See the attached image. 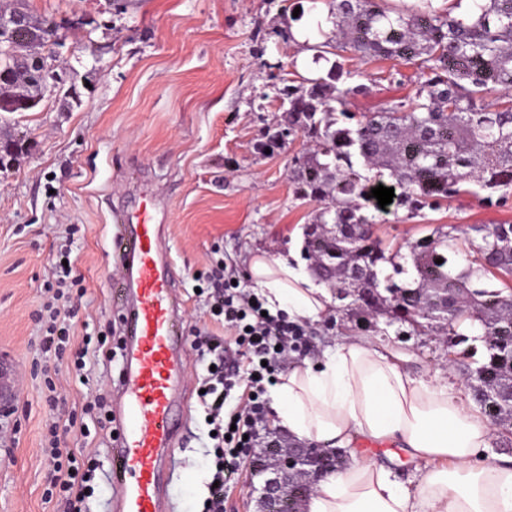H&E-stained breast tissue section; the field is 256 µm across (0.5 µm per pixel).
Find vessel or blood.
I'll return each mask as SVG.
<instances>
[{"mask_svg":"<svg viewBox=\"0 0 512 512\" xmlns=\"http://www.w3.org/2000/svg\"><path fill=\"white\" fill-rule=\"evenodd\" d=\"M119 268L112 303L125 312L119 433L111 453L114 512H166L165 464L188 410L186 340L176 268L150 205L113 216Z\"/></svg>","mask_w":512,"mask_h":512,"instance_id":"b4317fda","label":"vessel or blood"}]
</instances>
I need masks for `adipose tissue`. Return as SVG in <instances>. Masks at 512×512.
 Wrapping results in <instances>:
<instances>
[{"label": "adipose tissue", "instance_id": "adipose-tissue-1", "mask_svg": "<svg viewBox=\"0 0 512 512\" xmlns=\"http://www.w3.org/2000/svg\"><path fill=\"white\" fill-rule=\"evenodd\" d=\"M249 276L270 313L317 322L335 307L331 289L295 258L256 254ZM271 399L297 441L391 440L419 466L410 488L389 467L352 456L319 479L303 512H512V456H486L495 437L488 420L365 337H342L319 360L291 364Z\"/></svg>", "mask_w": 512, "mask_h": 512}]
</instances>
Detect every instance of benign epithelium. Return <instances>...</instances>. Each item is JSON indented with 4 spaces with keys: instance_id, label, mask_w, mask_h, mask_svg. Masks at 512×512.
I'll return each instance as SVG.
<instances>
[{
    "instance_id": "benign-epithelium-1",
    "label": "benign epithelium",
    "mask_w": 512,
    "mask_h": 512,
    "mask_svg": "<svg viewBox=\"0 0 512 512\" xmlns=\"http://www.w3.org/2000/svg\"><path fill=\"white\" fill-rule=\"evenodd\" d=\"M16 397L10 370L0 364V416L8 417L13 411ZM336 469L334 455L326 448L317 446L295 448L291 445L281 449L274 463L259 472L262 482L261 502L264 512H273V505L288 500V494L297 490L299 482H304L303 496L310 495L319 477Z\"/></svg>"
}]
</instances>
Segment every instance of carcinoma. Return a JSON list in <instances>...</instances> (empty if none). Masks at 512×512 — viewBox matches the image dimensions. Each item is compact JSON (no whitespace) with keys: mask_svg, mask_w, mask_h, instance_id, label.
Masks as SVG:
<instances>
[{"mask_svg":"<svg viewBox=\"0 0 512 512\" xmlns=\"http://www.w3.org/2000/svg\"><path fill=\"white\" fill-rule=\"evenodd\" d=\"M325 2L332 29L312 46L325 74L294 84L272 76L280 121L265 147L302 137L288 179L301 200L321 204L304 227L303 255L316 277L351 299L367 321L387 315L413 327H443L456 347L480 327L485 353L469 369L472 400L503 430L512 429V224L439 225L401 248L388 249L373 225L391 210L435 211L470 196L484 206L512 200V0H469L460 16L415 0L390 9L383 0ZM49 18L29 15L25 32L0 44V112H27L52 77ZM415 62L423 81L414 96L384 112L356 115L349 99L367 93L341 53ZM336 60H330V56ZM506 94L489 104L486 97ZM397 190L380 208L371 189ZM442 263H436V260Z\"/></svg>","mask_w":512,"mask_h":512,"instance_id":"cac0c4a2","label":"carcinoma"}]
</instances>
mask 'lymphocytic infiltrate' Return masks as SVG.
<instances>
[{
    "label": "lymphocytic infiltrate",
    "mask_w": 512,
    "mask_h": 512,
    "mask_svg": "<svg viewBox=\"0 0 512 512\" xmlns=\"http://www.w3.org/2000/svg\"><path fill=\"white\" fill-rule=\"evenodd\" d=\"M70 274L69 267H62L60 276L45 284L49 298L43 305L47 328L42 347L44 352L58 357L70 341V325L59 306ZM210 277L212 312L223 317L233 342L221 345L206 329L199 328L191 345L211 354L213 365L199 397L206 415L212 419L217 440L214 484L208 489L205 512H225L226 501L239 479L243 455L264 443L258 425L265 415L266 387L277 382L279 374L304 346L305 331L299 322L288 320L284 314H264L259 297L235 285V269L220 265L212 269ZM49 432L43 460L56 497L55 512H83L93 467L61 447L57 427H50Z\"/></svg>",
    "instance_id": "f902f5d3"
}]
</instances>
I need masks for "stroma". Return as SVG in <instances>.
<instances>
[{
    "mask_svg": "<svg viewBox=\"0 0 512 512\" xmlns=\"http://www.w3.org/2000/svg\"><path fill=\"white\" fill-rule=\"evenodd\" d=\"M298 0H28L32 14L58 28L54 69L58 81L40 104L0 120V138H21L22 148L0 170V353L15 378L16 411L0 429V512H53L45 500L49 475L42 462L48 426L62 447L93 458L94 492L85 512H112L110 448L115 424L99 425L86 406L95 397L114 410L111 388L122 367L121 320L112 305L115 264L110 240L113 213L150 201L164 224V247L178 273L184 334L208 328L230 340L211 313L203 274L212 264L233 266L250 288L247 266L254 251L277 258L301 250V232L316 203L296 199L288 166L302 140L272 152L263 143L276 126L271 77L312 76L316 67L288 29L310 43L321 40L324 14L293 21ZM385 61L359 64L367 94L351 99L353 112H379L412 96L420 71L401 64L384 79ZM512 223V204L484 207L468 196L403 221L374 227L384 243L403 245L439 224ZM67 250L81 280L63 303L73 311V337L64 358L43 353L44 283L60 250ZM306 358L317 359L339 337L358 335L408 359L427 381L442 379L465 392L463 365H449L446 337L416 334L381 316L358 323L336 308L307 324ZM108 337L86 382L68 372L85 339ZM190 413L179 434L168 486L171 512H203L214 442L195 395L207 363L187 350ZM57 388L46 400V379Z\"/></svg>",
    "mask_w": 512,
    "mask_h": 512,
    "instance_id": "obj_1",
    "label": "stroma"
}]
</instances>
